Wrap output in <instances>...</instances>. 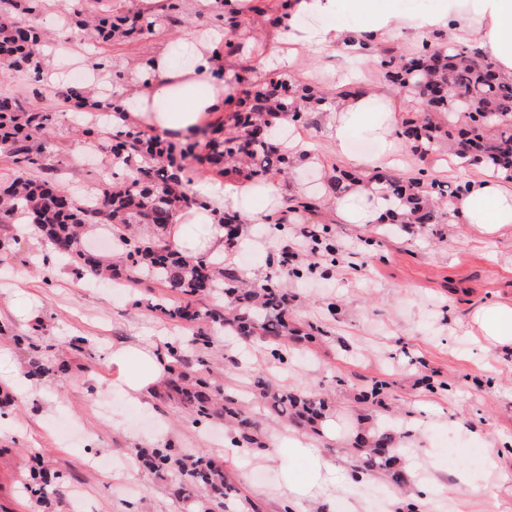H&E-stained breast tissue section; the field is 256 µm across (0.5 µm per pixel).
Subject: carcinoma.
Masks as SVG:
<instances>
[{
  "label": "carcinoma",
  "mask_w": 512,
  "mask_h": 512,
  "mask_svg": "<svg viewBox=\"0 0 512 512\" xmlns=\"http://www.w3.org/2000/svg\"><path fill=\"white\" fill-rule=\"evenodd\" d=\"M93 4L92 9L81 4H73L71 9L82 16L79 29L94 41L107 43L134 33H151L162 20L160 15L144 12L115 16L110 0H93ZM39 13V0H0V69L40 76L46 32L37 22ZM379 65L388 80L402 88L426 84L438 93L427 103L419 102L412 116L402 120L401 134L414 131L416 152L427 156L448 146L460 166L488 164L495 171L512 172V76L498 72L477 47L439 46L426 41L414 56L405 60L385 55ZM450 79L467 87L470 96L458 100L448 95ZM268 91L279 101L277 113L259 111L258 99ZM62 97L114 119L124 112L119 94L94 91L79 83L68 86ZM326 99L327 94L312 86L296 85L282 75L271 77L241 101L245 111L237 114L236 131L226 134L222 127L210 131L208 163L219 175L230 169L260 180L285 174L291 167L288 151L266 136L243 143L245 130L255 123L271 129L280 114L292 122L307 124ZM61 115L55 107H40L19 95L0 94V156L18 170L42 172L39 179L16 176L0 181V252L7 254L13 247L12 225L32 224L81 279L91 276L118 280L131 288L161 284L176 292L180 303L171 306L165 298L157 297L153 307L173 321L197 326L189 340L196 359L181 354L176 345L168 347L171 375L164 381L161 397H177L196 423L224 421L235 448L249 449L259 444L260 425L249 409L235 399L224 398V385L198 367L204 365L203 356L210 352L218 334L263 343L275 363L284 362L288 344L313 341L318 329L311 327L305 332L288 322L294 296L276 284L298 276V272L284 265L278 255L274 276L251 286L236 269L218 258L185 257L158 233L147 237L130 233L134 224L164 228L174 222L180 210L201 204L191 191L192 177L184 164L186 159L196 157V144L190 141L177 144L115 125L111 137L118 143L108 144V154L112 166L125 172V179L114 188L102 190L94 208L67 194L56 184L51 175L54 167L47 163V138ZM374 180L390 224H442L447 209L465 189L460 183L426 179L420 172L405 176L388 171ZM286 208L295 213L315 212L320 201L289 197ZM88 224L110 228L117 260L91 251L82 243ZM0 338L35 353L41 349L39 337L13 335L3 325ZM62 371L61 363L50 356L36 354L29 361L28 376L35 379ZM251 394L270 413L291 424L313 427L329 407L324 396L275 387L260 375L251 383ZM398 438H408V431L393 421L357 433L354 481L383 473L395 483H405L395 454ZM138 461L148 471L171 473V493L187 504V512H258L257 504L240 492L227 469L204 456L167 444L139 449ZM30 477V495L40 505L48 506L49 491L62 475L49 476L41 467L31 470Z\"/></svg>",
  "instance_id": "obj_1"
}]
</instances>
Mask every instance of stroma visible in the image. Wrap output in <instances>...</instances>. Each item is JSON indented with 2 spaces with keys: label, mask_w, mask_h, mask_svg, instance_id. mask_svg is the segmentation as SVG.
<instances>
[{
  "label": "stroma",
  "mask_w": 512,
  "mask_h": 512,
  "mask_svg": "<svg viewBox=\"0 0 512 512\" xmlns=\"http://www.w3.org/2000/svg\"><path fill=\"white\" fill-rule=\"evenodd\" d=\"M251 3L228 27L224 9L182 0L179 23L167 21L153 33L100 44L68 22L62 0H42L40 21L58 33L44 60L43 78L0 72V93L35 96L40 104L54 106L57 90L67 85L66 72L77 69L123 94L136 64L166 45L174 64H183V44L196 38L198 26L209 25L219 34L216 50L228 41L237 47L229 55L234 66L223 81L227 96L238 98L244 85L256 86L268 77L258 54L266 43L268 17L280 11L278 0ZM421 45L418 39L390 37L357 56L307 55L292 77L320 87L333 99L357 76L371 86L385 84L378 56L389 51L408 58ZM92 119V114L67 108L49 140L55 177L72 191L100 192L102 176L110 170L103 141L111 126L101 124V137L92 142L76 133ZM288 136L317 151L320 162L295 165L282 187L329 198L338 160L326 139L322 113ZM399 152L397 169L403 174L422 170L432 179L463 183L481 172L477 166L459 167L441 154L419 156L404 140ZM309 224L324 225L325 238L336 250L317 264L299 261L298 277L288 282L296 297L288 319L317 327L321 341L290 346L286 363L276 365L262 345L228 347L219 337L215 348L226 349L240 365L228 372L214 359L209 368L231 397H241L258 373L283 389L328 395L336 434L324 437L284 423L258 405L254 411L266 448L255 452L227 447L219 427L194 424L176 402L153 397L139 405L115 386L119 372L108 359L113 348L148 352L188 334L149 308L150 297L164 295L163 287L117 297L112 288L88 287L62 262L51 278H44L38 257L45 241L33 234L21 238L17 253L0 264V322L42 336L46 353L66 360L68 368L42 381L0 380V390L13 397L0 413V512H38L24 492L33 456L65 478L53 494L54 512H175L168 477L142 469L122 474L90 464L97 455L130 457L137 449L166 443L226 461L235 485L261 501L263 512H280L289 501L281 487L307 472L316 458L336 471V512H391L393 501L414 494L422 512H512V353L486 351L480 337L469 332L476 306L512 296V242L473 239L452 223L360 228L337 223L327 205L278 229L251 225L246 240L224 263L248 280L264 282L272 273L269 259L275 246L298 243ZM78 336L85 345L76 355L70 344ZM375 379L387 381L398 421L416 430L413 449L402 459L410 478L403 488L379 476L359 483L351 478L350 446L358 424L385 417L381 408L358 400ZM297 439L309 446V453H290ZM459 465L468 481L457 478ZM289 502L296 512H311L321 498Z\"/></svg>",
  "instance_id": "1"
}]
</instances>
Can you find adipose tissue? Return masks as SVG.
Wrapping results in <instances>:
<instances>
[{"mask_svg": "<svg viewBox=\"0 0 512 512\" xmlns=\"http://www.w3.org/2000/svg\"><path fill=\"white\" fill-rule=\"evenodd\" d=\"M365 17L363 24L346 22L350 13ZM399 29L419 36L446 30L451 38L477 46L499 70L512 73V0H439L426 15H399L383 0H289L288 16L273 24L268 34V52L261 63L266 67L293 68L298 52H323L335 48L358 52L368 49L390 31ZM188 65L176 68L167 50L153 53L133 80L124 114L128 125L163 129L183 139L192 138L202 123L226 105V91L215 76L221 60L205 40L191 42ZM401 120L397 97L367 88L360 89L326 107L324 128L339 159L348 164L379 170L391 165L397 152V128ZM359 135L379 143L373 156L349 155L348 140ZM283 198L273 182L247 179L226 182L223 188L208 190L204 204L190 215H179L178 223L194 219L208 224L203 242L184 237L173 246L192 254L223 256L229 251L225 231L214 221V213L240 212L244 223H265L277 212ZM333 209L343 224H377L385 219L383 201L373 185L358 184L346 194L334 197ZM466 233L484 239L512 240V179L484 173L470 180L464 194L452 203ZM472 335L481 337L490 351L512 350V298L475 307L469 320ZM130 349L116 348L112 362L121 368L119 387L135 402H144L163 377L165 359L154 353L144 356L142 371L126 373Z\"/></svg>", "mask_w": 512, "mask_h": 512, "instance_id": "obj_1", "label": "adipose tissue"}]
</instances>
